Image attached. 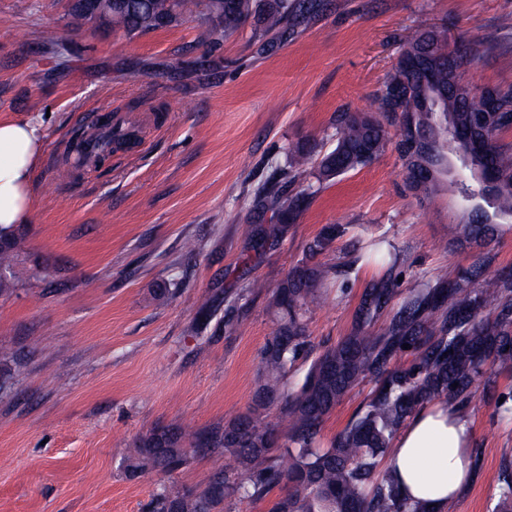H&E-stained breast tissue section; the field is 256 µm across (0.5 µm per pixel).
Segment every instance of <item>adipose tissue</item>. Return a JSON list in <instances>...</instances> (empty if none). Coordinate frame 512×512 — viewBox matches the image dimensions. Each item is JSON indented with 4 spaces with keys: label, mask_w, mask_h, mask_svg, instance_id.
Returning a JSON list of instances; mask_svg holds the SVG:
<instances>
[{
    "label": "adipose tissue",
    "mask_w": 512,
    "mask_h": 512,
    "mask_svg": "<svg viewBox=\"0 0 512 512\" xmlns=\"http://www.w3.org/2000/svg\"><path fill=\"white\" fill-rule=\"evenodd\" d=\"M42 140L29 121H0V229L31 221L34 170ZM474 431L466 419L435 401L422 405L397 433L385 468L402 497L444 512L473 477Z\"/></svg>",
    "instance_id": "ef3b65f1"
}]
</instances>
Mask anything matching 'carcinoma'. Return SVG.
Masks as SVG:
<instances>
[{
	"instance_id": "cac0c4a2",
	"label": "carcinoma",
	"mask_w": 512,
	"mask_h": 512,
	"mask_svg": "<svg viewBox=\"0 0 512 512\" xmlns=\"http://www.w3.org/2000/svg\"><path fill=\"white\" fill-rule=\"evenodd\" d=\"M325 0H111L94 16L73 10L80 21L112 26L128 35L156 30L199 13L212 29L230 37L252 22L260 27L258 51L267 52L300 35L319 16ZM471 60L448 44L446 32L425 31L403 46L376 93L373 112L336 113L334 147L320 158L298 152L286 169L259 177L253 207L268 209L274 222L254 226L244 252L280 246L307 205L309 194L292 190L308 176L326 182L370 163L389 144L396 148L407 181L432 193L447 153L487 166L495 181L488 199L495 214L512 219V146L500 142L512 129V87H497L498 111H484L482 94L464 79ZM496 227L476 207L460 225L464 242L487 246ZM346 229L331 224L308 243L305 258L269 293L276 328L261 351L254 407L204 433L153 430L129 449L133 471L172 475L195 456H220L235 463L217 469L201 490L161 485L152 512H229L242 501H265L268 512H427L401 497L395 479L379 471L393 440L414 410L444 400L466 417L475 407L477 383L494 367H512V267L489 274L493 257L481 252L453 280L429 279L402 294L392 274L370 282L357 309V329L334 347L315 350L306 314L319 303L338 273L336 239ZM24 250V237L0 235V269H11ZM371 259L393 269L397 256L378 243ZM378 334L368 332L382 314ZM408 348H403V345ZM409 351L413 360L399 362ZM311 359L299 388L287 389L288 371ZM363 383L373 384L355 418L330 444L318 446L323 423L336 405ZM275 407L280 427L259 413ZM280 493L271 496L273 490ZM500 512H512V474L499 487Z\"/></svg>"
}]
</instances>
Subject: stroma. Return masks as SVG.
I'll list each match as a JSON object with an SVG mask.
<instances>
[{
	"label": "stroma",
	"instance_id": "35a3bbf8",
	"mask_svg": "<svg viewBox=\"0 0 512 512\" xmlns=\"http://www.w3.org/2000/svg\"><path fill=\"white\" fill-rule=\"evenodd\" d=\"M0 0V120L39 124L33 219L0 294V512H149L159 483L206 485L218 466L132 475L128 450L150 431L203 432L245 411L274 315L266 295L234 302L249 280L275 288L328 224L357 264L311 308L320 348L352 331L361 295L395 248L400 289L456 277L477 250L454 241L470 201L458 166L438 191L411 189L395 149L315 185L283 245L244 269L249 169L288 167L296 146L326 151L337 112H372L374 95L417 30H446L476 62L477 90L512 85V0H326L293 41L257 54L253 26L207 36L196 16L129 36L75 23L67 0ZM54 32L57 46L45 43ZM111 108L138 140L96 167L68 171L64 145L88 112ZM497 372L467 416L474 478L445 512H495L512 472V418Z\"/></svg>",
	"mask_w": 512,
	"mask_h": 512
}]
</instances>
